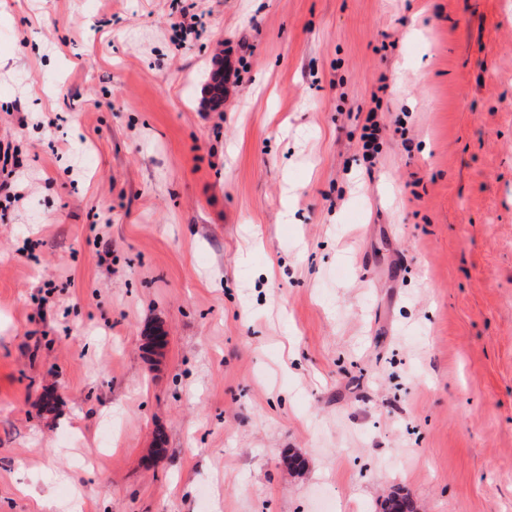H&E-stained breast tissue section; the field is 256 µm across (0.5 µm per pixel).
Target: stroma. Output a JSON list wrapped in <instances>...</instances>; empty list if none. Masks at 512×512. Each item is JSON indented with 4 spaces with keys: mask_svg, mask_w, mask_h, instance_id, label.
I'll list each match as a JSON object with an SVG mask.
<instances>
[{
    "mask_svg": "<svg viewBox=\"0 0 512 512\" xmlns=\"http://www.w3.org/2000/svg\"><path fill=\"white\" fill-rule=\"evenodd\" d=\"M0 142V512H512V0H0ZM365 122L366 123L363 125L362 148L364 150V156L366 159L374 164V160L379 154L380 149L379 143L377 142L379 127L376 121H374V114L372 110L368 111Z\"/></svg>",
    "mask_w": 512,
    "mask_h": 512,
    "instance_id": "35a3bbf8",
    "label": "stroma"
}]
</instances>
